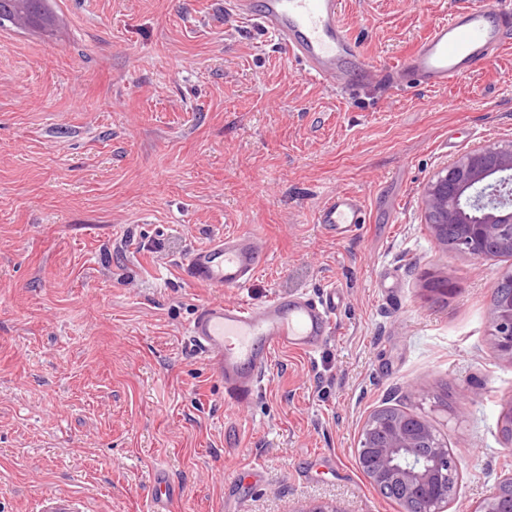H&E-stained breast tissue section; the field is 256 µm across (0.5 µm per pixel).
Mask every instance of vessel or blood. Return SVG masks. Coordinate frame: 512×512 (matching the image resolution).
<instances>
[{
  "instance_id": "obj_1",
  "label": "vessel or blood",
  "mask_w": 512,
  "mask_h": 512,
  "mask_svg": "<svg viewBox=\"0 0 512 512\" xmlns=\"http://www.w3.org/2000/svg\"><path fill=\"white\" fill-rule=\"evenodd\" d=\"M228 8L244 20L260 24L288 50L311 80L339 87L349 80L363 84H412L424 90L444 89L489 62L512 40V7H487L468 0L428 34L392 68L381 70L362 53L341 19V0H228ZM360 199L349 192L330 194L316 222L343 235L364 223ZM259 241L236 234L194 250L183 265L189 283L239 289L255 275ZM336 293L323 299L276 297L261 308L211 301L202 305L188 334L206 362L236 400L255 391L271 353L277 349L311 352L331 331ZM153 512H170L174 489L164 472L154 478Z\"/></svg>"
}]
</instances>
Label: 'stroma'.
Wrapping results in <instances>:
<instances>
[{"label": "stroma", "instance_id": "obj_1", "mask_svg": "<svg viewBox=\"0 0 512 512\" xmlns=\"http://www.w3.org/2000/svg\"><path fill=\"white\" fill-rule=\"evenodd\" d=\"M226 0H53V38L0 28V512L43 493L77 512H400L357 462L368 415L428 421L462 459L448 512L512 472L501 416L512 361L489 343L512 257L440 246L420 194L478 145L512 141V46L448 88L332 90ZM465 0H342L383 69ZM348 190L365 221L315 222ZM252 233L249 285L185 281L189 254ZM452 277L448 295L426 273ZM336 289L330 335L282 350L232 400L186 334L212 300L264 305ZM472 395L463 396L464 387ZM154 483V504L156 507L153 512H170L168 504L172 500L175 490L162 471L156 473Z\"/></svg>", "mask_w": 512, "mask_h": 512}]
</instances>
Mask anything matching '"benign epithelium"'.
Returning <instances> with one entry per match:
<instances>
[{
    "label": "benign epithelium",
    "mask_w": 512,
    "mask_h": 512,
    "mask_svg": "<svg viewBox=\"0 0 512 512\" xmlns=\"http://www.w3.org/2000/svg\"><path fill=\"white\" fill-rule=\"evenodd\" d=\"M429 232L473 259L512 257V142L474 147L440 168L424 186ZM512 273L492 289L490 342L512 360ZM358 464L380 492H393L402 512H447L462 478L459 456L421 417L382 407L365 420ZM474 512H512V473Z\"/></svg>",
    "instance_id": "1"
}]
</instances>
